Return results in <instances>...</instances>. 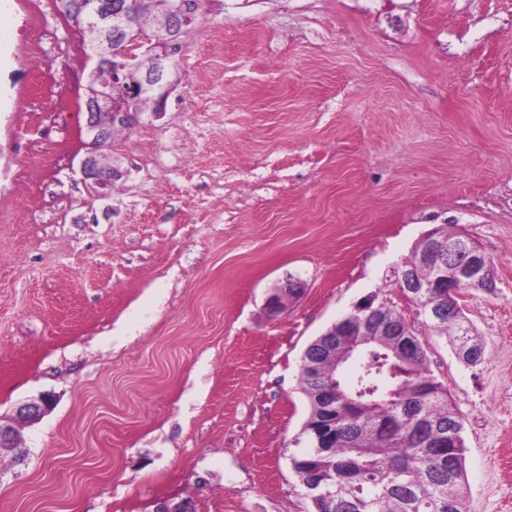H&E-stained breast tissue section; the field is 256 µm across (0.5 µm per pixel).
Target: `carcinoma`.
Instances as JSON below:
<instances>
[{
  "label": "carcinoma",
  "instance_id": "1",
  "mask_svg": "<svg viewBox=\"0 0 512 512\" xmlns=\"http://www.w3.org/2000/svg\"><path fill=\"white\" fill-rule=\"evenodd\" d=\"M124 3L142 29L151 27L145 0ZM66 20L93 51L99 32ZM460 263L445 255L419 266L413 253L403 265L430 280L441 269L453 276ZM416 292L412 304L427 328L445 337L463 364H481L486 346L459 301L432 312L423 307L432 289ZM401 318L388 303L376 316L357 308L336 322V335L303 353L308 448L292 467L314 512H463L464 416L430 368L415 328ZM364 327L374 335H361Z\"/></svg>",
  "mask_w": 512,
  "mask_h": 512
}]
</instances>
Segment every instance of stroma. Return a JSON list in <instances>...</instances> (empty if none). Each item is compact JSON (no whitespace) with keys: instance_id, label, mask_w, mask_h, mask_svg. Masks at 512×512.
<instances>
[{"instance_id":"35a3bbf8","label":"stroma","mask_w":512,"mask_h":512,"mask_svg":"<svg viewBox=\"0 0 512 512\" xmlns=\"http://www.w3.org/2000/svg\"><path fill=\"white\" fill-rule=\"evenodd\" d=\"M512 0H208L163 111L79 172L85 116L39 156L53 99L0 115V415L55 405L0 452V512H312L307 345L445 225L490 257L460 303L484 362L428 336L465 418L466 512H512ZM18 15L0 92L28 95ZM39 185L36 200L15 180ZM301 281L277 313L276 289Z\"/></svg>"}]
</instances>
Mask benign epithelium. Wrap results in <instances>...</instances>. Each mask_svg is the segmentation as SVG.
I'll return each mask as SVG.
<instances>
[{
    "label": "benign epithelium",
    "mask_w": 512,
    "mask_h": 512,
    "mask_svg": "<svg viewBox=\"0 0 512 512\" xmlns=\"http://www.w3.org/2000/svg\"><path fill=\"white\" fill-rule=\"evenodd\" d=\"M63 9L66 13L78 15L86 25L96 28L101 37L98 49L93 53L96 87L85 95L84 100L88 142L81 174L84 181L103 188L112 182L118 170L100 165L99 153L111 143L112 129L129 127L134 121L127 97L112 95V49L135 27L137 19L122 8L121 3L112 0H64ZM186 20L187 14L180 0L168 5L157 14L156 28L151 38L146 40L144 53L127 56L137 71L135 81L140 85L141 93L150 95L160 109L175 85V81L171 80V57L178 44L180 26ZM420 246V258L429 261L434 259L439 246L451 255H466L465 261L457 268L456 281L448 291L449 296L460 297V289L475 281L492 283L489 257L468 237L438 243L433 236L425 234L420 238ZM52 405L51 395L43 393L22 403L14 416L6 418L0 415V448L13 447L16 422H34L49 412Z\"/></svg>",
    "instance_id": "1"
}]
</instances>
